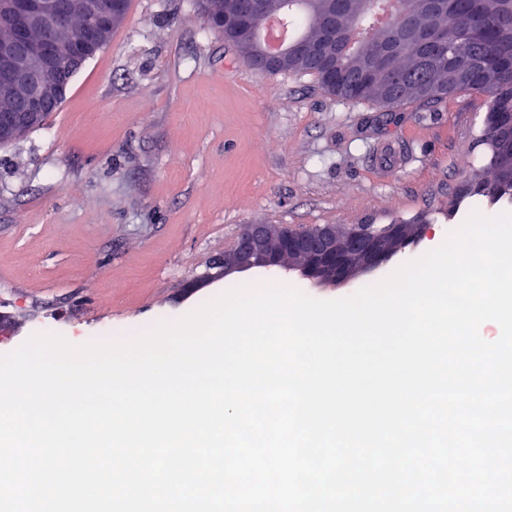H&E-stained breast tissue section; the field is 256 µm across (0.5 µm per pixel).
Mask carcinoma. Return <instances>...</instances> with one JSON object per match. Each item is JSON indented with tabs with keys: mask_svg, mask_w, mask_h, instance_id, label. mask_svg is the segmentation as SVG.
<instances>
[{
	"mask_svg": "<svg viewBox=\"0 0 512 512\" xmlns=\"http://www.w3.org/2000/svg\"><path fill=\"white\" fill-rule=\"evenodd\" d=\"M270 2L277 5L274 13L284 19L294 38L320 43L336 55L344 69L352 71L362 64L381 60L406 85L399 96L391 97L386 90L385 75L377 71L363 91L350 93L339 83H327L316 61L298 70L301 75L313 77L322 90L337 98L374 102L391 112L406 104L429 105L467 92L484 96L489 112L512 113V35L501 26L505 0H481L488 23L486 34L497 53L496 65L492 70L475 72L466 83L455 80L460 58L451 52L449 44L438 41L434 33L446 30L465 39L468 0L444 3L419 0L415 26L398 41L374 9L378 0H326L324 10L318 15L302 9L301 0ZM485 139L499 143V166L492 170L489 179L477 176L464 180L466 192L462 196H482L487 192L497 201L512 199L509 179L512 150L493 129L485 132Z\"/></svg>",
	"mask_w": 512,
	"mask_h": 512,
	"instance_id": "1",
	"label": "carcinoma"
}]
</instances>
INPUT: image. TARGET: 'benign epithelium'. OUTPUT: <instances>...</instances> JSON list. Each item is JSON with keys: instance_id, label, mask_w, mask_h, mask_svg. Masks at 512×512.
<instances>
[{"instance_id": "7a95c632", "label": "benign epithelium", "mask_w": 512, "mask_h": 512, "mask_svg": "<svg viewBox=\"0 0 512 512\" xmlns=\"http://www.w3.org/2000/svg\"><path fill=\"white\" fill-rule=\"evenodd\" d=\"M122 0H0V145H10L41 125L48 106L65 95L69 67L95 56L109 42L113 31L125 20L118 7ZM205 15L231 30L250 51L251 66L279 72L315 57L331 81L336 68L327 54L288 43L270 51L253 25L256 17L272 13L268 0H252L246 14H224L222 0H204ZM80 19L78 38H66L65 22ZM399 225L381 231L371 224L348 226L347 247L336 248V228L251 224L214 264L212 278L251 269L298 271L313 283L345 281L374 270L397 251L384 240L398 236ZM297 255L299 265H283L286 255Z\"/></svg>"}]
</instances>
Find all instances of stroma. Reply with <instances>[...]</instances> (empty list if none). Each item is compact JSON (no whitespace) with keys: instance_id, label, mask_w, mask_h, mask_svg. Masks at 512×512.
<instances>
[{"instance_id":"stroma-1","label":"stroma","mask_w":512,"mask_h":512,"mask_svg":"<svg viewBox=\"0 0 512 512\" xmlns=\"http://www.w3.org/2000/svg\"><path fill=\"white\" fill-rule=\"evenodd\" d=\"M95 111H87L88 102ZM486 105L460 93L393 117L308 76L239 64L194 0H130L110 44L75 75L47 125L0 148V354L36 332L74 344L126 336L227 288L278 280L338 299L440 245L472 210L448 203L483 169ZM406 162L381 171L377 147ZM429 229L378 269L314 285L249 270L209 281L248 224L409 223Z\"/></svg>"}]
</instances>
